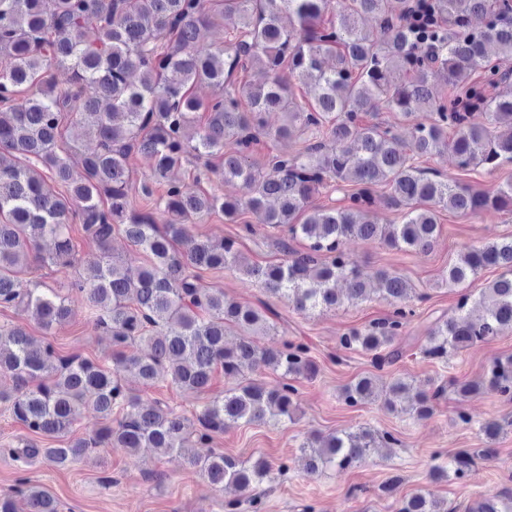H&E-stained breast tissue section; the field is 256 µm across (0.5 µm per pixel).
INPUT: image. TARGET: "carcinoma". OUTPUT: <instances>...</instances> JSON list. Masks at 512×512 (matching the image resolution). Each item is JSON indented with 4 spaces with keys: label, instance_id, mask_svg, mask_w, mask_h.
I'll use <instances>...</instances> for the list:
<instances>
[{
    "label": "carcinoma",
    "instance_id": "cac0c4a2",
    "mask_svg": "<svg viewBox=\"0 0 512 512\" xmlns=\"http://www.w3.org/2000/svg\"><path fill=\"white\" fill-rule=\"evenodd\" d=\"M332 0H0V306L30 311L40 327L69 322L73 309L56 288H33L21 277L39 263L72 267L76 255L72 224L99 252L93 277L75 279L70 290L83 296L95 324L111 336L112 362L63 356L49 341L26 330L0 325V403L36 437L62 442L39 448L31 441L6 452L27 462L42 458L64 467L105 443L133 453L182 452L193 436L206 441L240 424L263 425L292 419L299 379L316 373L308 348L292 340L270 347L260 337L275 329L270 309L230 299L201 282L203 270L228 269L253 279L268 295L288 301L299 313L367 300L370 289L342 250L352 238L378 239L391 248L429 250L438 231V213L511 211L512 184L481 192L436 171L422 158L451 154L462 170L495 169L512 162V89L502 88L499 68L512 58V0H349L325 25ZM376 21L367 32L365 17ZM233 20L220 46H203V28ZM265 72L260 84L238 86L246 66ZM70 71V84L57 86L54 70ZM318 89L303 106L281 84L282 69ZM483 80L461 94L438 89L467 83L476 70ZM206 85L211 97L197 96ZM279 112L283 123L270 130L264 116ZM391 112L415 123L410 137L394 125L366 123L363 117ZM487 115L477 123L474 114ZM205 120H199V114ZM82 124L96 148L76 156L68 125ZM505 124L498 132L493 124ZM300 140L293 152L279 151L262 164L251 157L259 136ZM236 150L227 152L226 141ZM154 160L140 185L166 183L155 199L163 223L130 204V158ZM218 158L224 181L239 183L236 197L187 195L166 181L187 156ZM332 179L356 189L346 203L315 207L311 200ZM387 190V203L403 210L400 224H375L369 211L374 188ZM252 211L279 232L286 259L259 265L233 239L213 242L191 234L190 221L224 214L235 223ZM123 236L147 257L130 277L111 254L112 237ZM302 240L304 251L288 247ZM487 267L502 269L475 299L464 296L455 313L436 318L422 348L439 362L512 330V238L469 246L448 266L445 282L464 283ZM379 292L393 310L389 317L341 338L343 348L372 355L377 369L400 357L394 347L411 322L410 288L403 276L380 270ZM139 345V351L127 349ZM240 379L213 395L191 417L156 401L145 403L125 387L128 377L145 386L160 380L181 391H210L214 373ZM268 371L267 386L247 377ZM460 403L495 393L512 399V356L493 360L478 382H448ZM409 383L398 378L377 393L376 376L362 375L344 388L355 406L380 400L391 411L412 417L432 414L444 394L438 385L419 390L407 405ZM90 407L106 421L102 432L74 436L78 412ZM397 438L367 428L327 437L303 447L312 474L345 470L365 461L374 448ZM492 449L463 448L437 465L432 478L463 479L475 458ZM212 486L250 493L273 478L274 467L247 463L223 452L188 459ZM30 512H60L47 491L21 489ZM399 512H442L430 491L406 498ZM472 512H512V494L492 495Z\"/></svg>",
    "mask_w": 512,
    "mask_h": 512
}]
</instances>
